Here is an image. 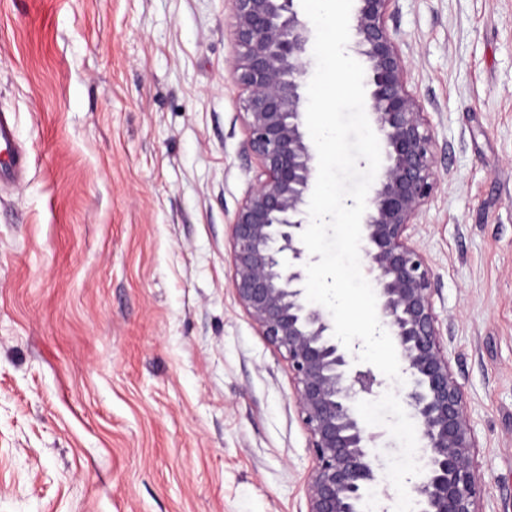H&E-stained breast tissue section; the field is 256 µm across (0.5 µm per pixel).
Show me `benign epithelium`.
I'll return each mask as SVG.
<instances>
[{
	"label": "benign epithelium",
	"instance_id": "7a95c632",
	"mask_svg": "<svg viewBox=\"0 0 512 512\" xmlns=\"http://www.w3.org/2000/svg\"><path fill=\"white\" fill-rule=\"evenodd\" d=\"M299 0H230L237 56L233 82L247 92V145L258 161L254 185L232 222L238 302L262 336L288 361L312 467L307 512H362L380 495L388 512L396 495L375 448L387 430L370 426L362 401L386 380L357 361L319 305L306 298L301 240L316 157L305 130L304 75L312 31ZM396 0H353V53L364 65L365 113L375 127L381 164L361 219L363 275L380 325L400 359V391L422 454L406 480L414 512H480L482 487L466 398L450 368L434 310L433 272L411 241L410 227L438 187L436 143L407 65L388 26Z\"/></svg>",
	"mask_w": 512,
	"mask_h": 512
}]
</instances>
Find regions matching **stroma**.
I'll return each instance as SVG.
<instances>
[{
  "label": "stroma",
  "mask_w": 512,
  "mask_h": 512,
  "mask_svg": "<svg viewBox=\"0 0 512 512\" xmlns=\"http://www.w3.org/2000/svg\"><path fill=\"white\" fill-rule=\"evenodd\" d=\"M436 141L411 228L467 399L481 512H512V0H396ZM228 0H0V512H307L286 359L232 287L258 167ZM396 491V388L376 400ZM0 179H15L23 174L28 160L17 145L14 127L5 117H0Z\"/></svg>",
  "instance_id": "1"
}]
</instances>
